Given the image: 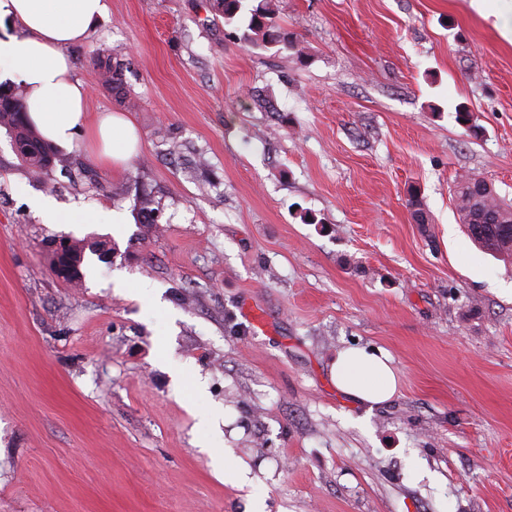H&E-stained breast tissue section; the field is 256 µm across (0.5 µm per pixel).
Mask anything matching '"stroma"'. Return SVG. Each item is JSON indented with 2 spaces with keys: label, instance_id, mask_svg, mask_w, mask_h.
I'll return each instance as SVG.
<instances>
[{
  "label": "stroma",
  "instance_id": "1",
  "mask_svg": "<svg viewBox=\"0 0 512 512\" xmlns=\"http://www.w3.org/2000/svg\"><path fill=\"white\" fill-rule=\"evenodd\" d=\"M104 2L67 53L89 112L134 119L130 167L79 136L37 179L0 127V512H512V259L454 196L468 175L512 201V0H274L301 59L210 0ZM34 196L122 221L52 224ZM61 234L115 250L72 288ZM347 345L392 357L391 400L337 392Z\"/></svg>",
  "mask_w": 512,
  "mask_h": 512
}]
</instances>
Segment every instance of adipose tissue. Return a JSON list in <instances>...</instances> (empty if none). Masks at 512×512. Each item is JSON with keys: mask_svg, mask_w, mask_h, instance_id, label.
<instances>
[{"mask_svg": "<svg viewBox=\"0 0 512 512\" xmlns=\"http://www.w3.org/2000/svg\"><path fill=\"white\" fill-rule=\"evenodd\" d=\"M105 8L104 0H0V76L26 87L27 116L45 140L68 146L78 133H86L98 159L122 169L138 150L134 122L122 112L88 119L86 90L73 78L66 53L87 37ZM34 206L56 224H112L117 219L113 210L100 205L60 210L42 198ZM330 379L339 393L361 405L387 402L398 390L390 359L379 349H338Z\"/></svg>", "mask_w": 512, "mask_h": 512, "instance_id": "1", "label": "adipose tissue"}]
</instances>
